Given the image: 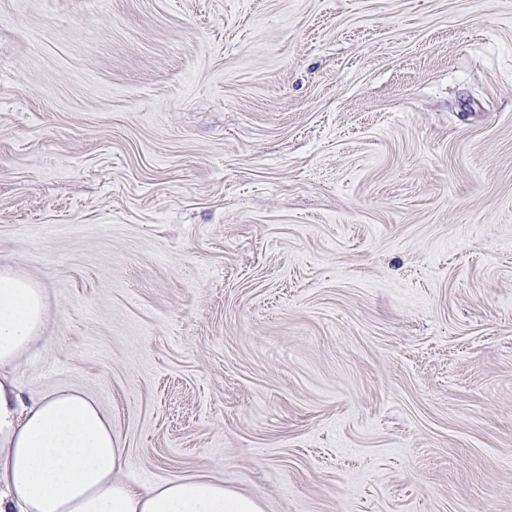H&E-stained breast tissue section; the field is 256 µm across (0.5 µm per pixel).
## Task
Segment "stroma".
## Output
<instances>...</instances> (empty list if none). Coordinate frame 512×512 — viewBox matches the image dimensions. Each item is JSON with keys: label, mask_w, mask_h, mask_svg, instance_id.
<instances>
[{"label": "stroma", "mask_w": 512, "mask_h": 512, "mask_svg": "<svg viewBox=\"0 0 512 512\" xmlns=\"http://www.w3.org/2000/svg\"><path fill=\"white\" fill-rule=\"evenodd\" d=\"M25 392L265 512H512V0H0Z\"/></svg>", "instance_id": "35a3bbf8"}]
</instances>
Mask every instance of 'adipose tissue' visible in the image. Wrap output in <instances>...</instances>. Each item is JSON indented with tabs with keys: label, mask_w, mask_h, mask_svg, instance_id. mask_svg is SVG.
Listing matches in <instances>:
<instances>
[{
	"label": "adipose tissue",
	"mask_w": 512,
	"mask_h": 512,
	"mask_svg": "<svg viewBox=\"0 0 512 512\" xmlns=\"http://www.w3.org/2000/svg\"><path fill=\"white\" fill-rule=\"evenodd\" d=\"M42 288L0 269V512H264L209 476L149 486L127 478L112 420L80 391L25 395L15 374L42 342Z\"/></svg>",
	"instance_id": "1"
}]
</instances>
